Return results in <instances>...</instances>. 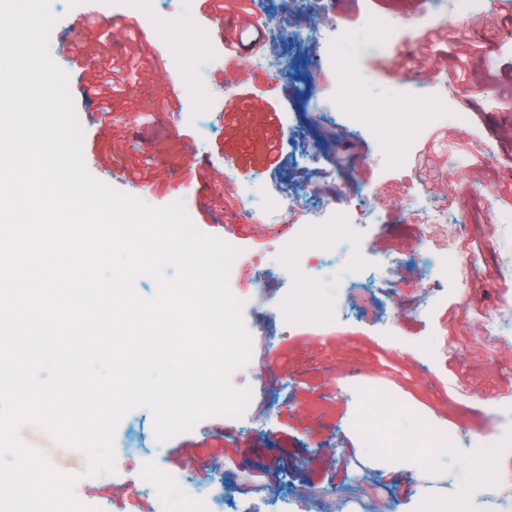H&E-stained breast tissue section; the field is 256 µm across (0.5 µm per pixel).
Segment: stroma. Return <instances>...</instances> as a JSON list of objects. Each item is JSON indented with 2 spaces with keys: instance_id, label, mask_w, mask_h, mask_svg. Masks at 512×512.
I'll list each match as a JSON object with an SVG mask.
<instances>
[{
  "instance_id": "stroma-1",
  "label": "stroma",
  "mask_w": 512,
  "mask_h": 512,
  "mask_svg": "<svg viewBox=\"0 0 512 512\" xmlns=\"http://www.w3.org/2000/svg\"><path fill=\"white\" fill-rule=\"evenodd\" d=\"M150 6L157 18L187 12L186 27L163 37L145 23L117 40L113 30L128 17L121 6L104 18L88 14L82 0H58L54 9L50 55L68 75L89 173L152 206L182 204L208 235L220 238L225 225H248L247 239L229 240L237 254L228 282L255 334L259 319L279 316L286 300L298 302L310 292L321 305L335 302V289L315 264L284 271L277 258L280 248L315 223L322 206L347 204L352 214H363L356 244L363 265L392 257L406 264L400 274L378 281V317L312 313L280 324L264 359L232 374V381L269 394L259 419L207 417L161 443L151 412L134 409L139 455L117 458L115 473L95 478L85 477L82 452L35 425H21V438L54 468L83 476L82 496L101 512H158L154 494L141 485L148 460L160 471L189 478L177 492L181 500L229 470L238 493L224 512H245L250 503L263 502L273 479L292 500L309 485L331 501L355 482L373 483L393 512H425L427 498H453L452 479L470 438L512 409V314L502 317L498 339L483 334L486 316L501 299L512 298V143L503 142L497 124L502 112L512 120V14L493 7L474 28L458 16L456 0H426L425 10L448 16L447 30L428 32L419 19L402 13L398 0H265L237 59L225 51L208 18L218 9L215 0H151ZM371 14L397 18L400 33L393 45L379 46L363 34ZM280 23L302 30L305 44H288L276 30ZM330 27L351 37L342 60L357 76L353 89L339 82L319 42ZM451 30L470 40L471 78L485 85L471 95L460 82L449 95V106L465 110L464 125L454 119L431 123L424 80L430 66L456 71L455 48L447 40ZM184 38L195 42L187 57L180 48ZM276 52L296 55V75L316 74L308 88L307 127L297 123L287 76L267 62ZM398 55L407 57L413 78L392 73L390 60ZM115 60L136 64V91L109 96L102 115L97 98L82 90ZM396 92L420 135H402L389 164L378 161L380 142L321 106L323 98L337 96L351 111ZM228 156L239 161L235 172L225 170ZM289 183L303 189L305 207L251 223L240 206L241 186L260 205ZM374 189L379 197H371ZM431 205L447 207L449 221L464 227L456 245L470 258L466 282L439 267L427 279L419 277V261L436 242L410 214ZM343 365L357 367V375L340 373ZM372 397L394 400L396 429L419 426L429 438L457 432L447 467L393 470L365 455L364 411Z\"/></svg>"
}]
</instances>
